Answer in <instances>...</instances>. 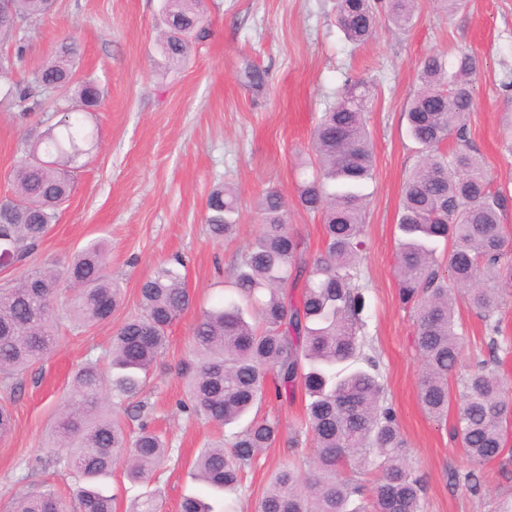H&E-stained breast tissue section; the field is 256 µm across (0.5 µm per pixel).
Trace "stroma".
Returning <instances> with one entry per match:
<instances>
[{
    "instance_id": "stroma-1",
    "label": "stroma",
    "mask_w": 512,
    "mask_h": 512,
    "mask_svg": "<svg viewBox=\"0 0 512 512\" xmlns=\"http://www.w3.org/2000/svg\"><path fill=\"white\" fill-rule=\"evenodd\" d=\"M210 37L193 46L185 63L170 70L158 63L160 0H58L53 14L0 51L20 53L13 79L26 81L70 37L79 52L80 76L104 90L96 147L83 157L57 224L22 262L0 267V284L29 270L64 268L71 255L95 238L109 248V271L123 289V303L109 322L77 332L59 314L58 345L16 381L0 382L10 401L14 428L0 440V512H11L17 493L55 484L68 496L71 476L42 467L51 453L48 435L71 389L75 371L104 359L117 328L139 311V286L156 266L174 256L186 264V285L195 297L169 330V347L142 394L147 420L172 448L158 471L156 512H179L183 497L205 498L222 508L192 475L205 444L225 429L188 417L181 367L190 357L192 327L202 309L217 304L241 254L258 234L259 202L275 190L288 199V225L308 256L324 248L322 217L295 203L299 163L310 157L312 132L336 101L346 78H362L376 92L368 116L375 178L362 186L369 197L363 238L366 249L358 283L365 298L366 352L378 363L385 399L393 408L425 486L424 512H498L512 497V460L473 468L453 435L457 407L435 421L421 408L417 388L423 361L414 345L415 322L398 299L394 260L399 207L405 181L419 160L406 134L405 110L421 61L431 53L476 57L474 108L466 122L470 146L482 157L494 187L512 193V0H464L445 16L421 0L413 25L394 29L379 14L368 43L347 42L336 25L335 0H206ZM266 74L263 87L239 79L243 63ZM59 119L52 111L0 112V199L11 196L7 178L22 157L30 130ZM234 187L241 214L232 237L212 238L205 222L210 192ZM303 394L291 402L265 401L261 415L277 418L282 436L249 470L235 499L237 512H255L275 471L292 464L287 438L300 427ZM475 471L479 492L458 484Z\"/></svg>"
}]
</instances>
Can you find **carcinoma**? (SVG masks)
I'll return each mask as SVG.
<instances>
[{
	"instance_id": "cac0c4a2",
	"label": "carcinoma",
	"mask_w": 512,
	"mask_h": 512,
	"mask_svg": "<svg viewBox=\"0 0 512 512\" xmlns=\"http://www.w3.org/2000/svg\"><path fill=\"white\" fill-rule=\"evenodd\" d=\"M55 6L56 0H10V14L0 16V41L14 38L15 22L35 26ZM386 9L392 25L405 30L418 0H386ZM163 15L159 49L167 66L176 67L192 43L208 37L209 22L203 0H163ZM336 21L350 43L367 42L376 32L375 0H336ZM77 56L76 44L62 40L51 61L24 84L10 78L13 58L0 56V111L48 105L63 113L56 127L30 133L25 159L8 174L14 196L0 200V243L11 250L12 263L24 260L57 222L78 160L97 138L79 115L97 110L102 91L94 81L76 78ZM476 71V59L465 53L450 59L434 52L420 66L407 112L420 160L405 183L396 256L399 302L415 313L414 344L424 363L418 397L431 416L448 412V375L461 362L465 335L456 319L458 298L484 322L490 358L462 377L453 427L464 454L482 466L512 453L506 431L512 398L496 356L497 315L512 295V245L503 224L512 195L491 189L469 145L449 154L441 150L450 136L462 137ZM241 78L253 88L265 85V73L250 63ZM373 96L367 81L346 79L313 131L314 157L305 163L312 174L300 183L298 201L323 216V252L306 257L304 242L288 228V206L278 192H267L259 208L261 231L241 257L231 296L202 311L192 329L191 359L183 365L188 400L182 405L190 416L228 426L269 396L286 402L296 389L304 392L302 426L314 448L307 469L279 470L257 512H423V480L384 401L376 361L363 353L364 300L357 281L366 197L358 187L374 175L366 119ZM240 221L234 188L215 189L207 202L211 235L222 239ZM440 241L448 243L443 262L437 258ZM107 254L103 240L86 243L66 267L67 288L51 266L0 286L3 382L31 370L58 343L60 299L79 326L111 320L123 290L108 274ZM183 267L179 258L161 262L140 285V314L112 336L109 371L89 361L72 378L50 433V447L58 449L54 463L74 477L70 500L44 484L18 494L12 512H115V497L99 481L119 463L132 484L146 488L131 512H156L158 491L150 484L171 448L163 433L145 424L131 436L125 418L143 407L137 397L167 350L168 330L192 305ZM299 283L296 297L290 288ZM281 434L278 419L256 414L226 441L202 449L198 476L225 495L224 512H234L232 496L247 470ZM373 457L380 460V475L368 496L365 484L342 471H363Z\"/></svg>"
}]
</instances>
